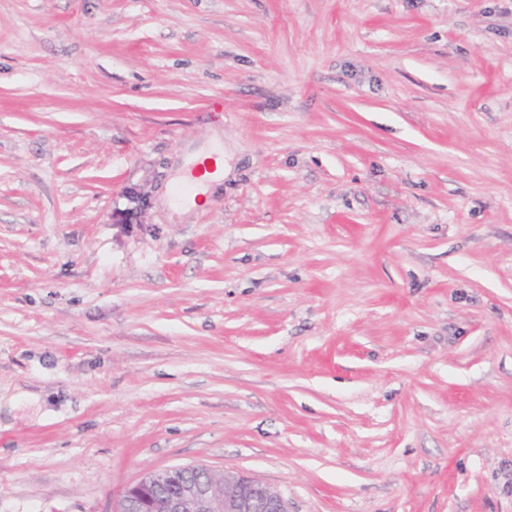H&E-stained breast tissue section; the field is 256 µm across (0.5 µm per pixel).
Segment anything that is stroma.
Listing matches in <instances>:
<instances>
[{"instance_id":"obj_1","label":"stroma","mask_w":512,"mask_h":512,"mask_svg":"<svg viewBox=\"0 0 512 512\" xmlns=\"http://www.w3.org/2000/svg\"><path fill=\"white\" fill-rule=\"evenodd\" d=\"M189 465L512 512V0H0V512ZM203 160H207L208 166L216 167V172L213 175H210L208 182L201 189V192L205 194L212 184H218L222 182L225 176L226 168L224 162V152H222L220 147H214L209 151H203L195 154L192 163L194 164Z\"/></svg>"}]
</instances>
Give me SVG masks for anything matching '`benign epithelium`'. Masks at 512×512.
<instances>
[{
    "label": "benign epithelium",
    "instance_id": "7a95c632",
    "mask_svg": "<svg viewBox=\"0 0 512 512\" xmlns=\"http://www.w3.org/2000/svg\"><path fill=\"white\" fill-rule=\"evenodd\" d=\"M193 477L181 481L167 493L171 470L149 473L125 488L116 512H288V505L276 489L227 470L224 492L198 476L203 466H185Z\"/></svg>",
    "mask_w": 512,
    "mask_h": 512
}]
</instances>
